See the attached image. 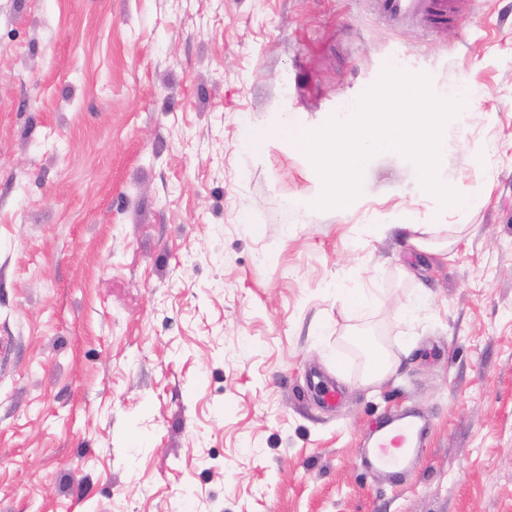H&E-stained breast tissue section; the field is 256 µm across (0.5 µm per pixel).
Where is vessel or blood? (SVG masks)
<instances>
[{
  "label": "vessel or blood",
  "instance_id": "vessel-or-blood-1",
  "mask_svg": "<svg viewBox=\"0 0 512 512\" xmlns=\"http://www.w3.org/2000/svg\"><path fill=\"white\" fill-rule=\"evenodd\" d=\"M371 4L376 14L395 25L417 20L452 23L459 16L458 0H371ZM422 433L421 420L413 413L384 421L367 451L369 466L375 470L413 468Z\"/></svg>",
  "mask_w": 512,
  "mask_h": 512
}]
</instances>
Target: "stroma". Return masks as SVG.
<instances>
[{"mask_svg": "<svg viewBox=\"0 0 512 512\" xmlns=\"http://www.w3.org/2000/svg\"><path fill=\"white\" fill-rule=\"evenodd\" d=\"M395 56L480 91L439 164L471 202L446 252L410 243L435 201L409 159L320 209L266 137ZM406 409L415 468L365 469ZM0 512H512V0L449 27L368 0H0ZM339 297L343 305L356 310H365L373 302V295L364 288H342Z\"/></svg>", "mask_w": 512, "mask_h": 512, "instance_id": "stroma-1", "label": "stroma"}]
</instances>
